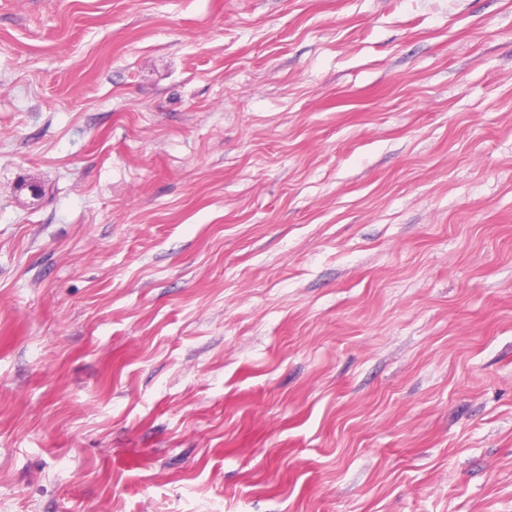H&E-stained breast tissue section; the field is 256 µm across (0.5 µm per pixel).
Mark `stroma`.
<instances>
[{"instance_id":"stroma-1","label":"stroma","mask_w":512,"mask_h":512,"mask_svg":"<svg viewBox=\"0 0 512 512\" xmlns=\"http://www.w3.org/2000/svg\"><path fill=\"white\" fill-rule=\"evenodd\" d=\"M0 512H512V0H0Z\"/></svg>"}]
</instances>
